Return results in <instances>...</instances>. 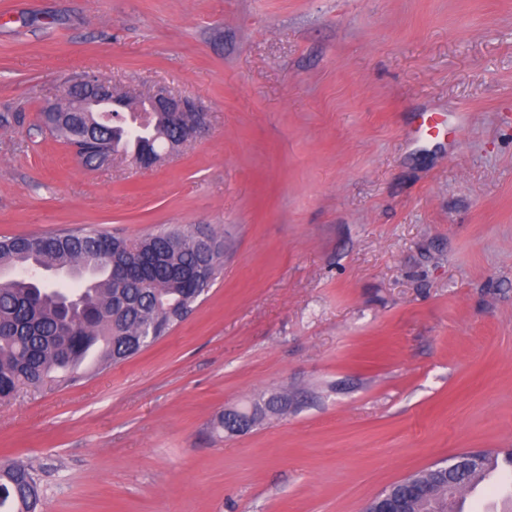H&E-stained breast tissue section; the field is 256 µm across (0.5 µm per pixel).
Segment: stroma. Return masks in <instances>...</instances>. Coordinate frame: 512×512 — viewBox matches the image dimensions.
Returning <instances> with one entry per match:
<instances>
[{
	"label": "stroma",
	"mask_w": 512,
	"mask_h": 512,
	"mask_svg": "<svg viewBox=\"0 0 512 512\" xmlns=\"http://www.w3.org/2000/svg\"><path fill=\"white\" fill-rule=\"evenodd\" d=\"M83 77L208 125L157 168L87 169L32 133ZM4 107L0 236L224 240L169 336L0 403L41 512H364L512 449V0H0ZM397 493L383 491L366 505V512H412V505L429 498L428 488L414 478H403Z\"/></svg>",
	"instance_id": "35a3bbf8"
}]
</instances>
